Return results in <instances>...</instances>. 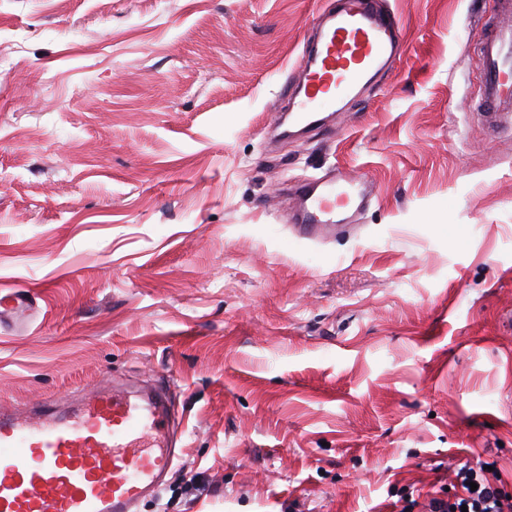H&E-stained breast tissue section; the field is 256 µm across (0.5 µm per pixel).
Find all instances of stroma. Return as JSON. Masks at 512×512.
<instances>
[{
    "mask_svg": "<svg viewBox=\"0 0 512 512\" xmlns=\"http://www.w3.org/2000/svg\"><path fill=\"white\" fill-rule=\"evenodd\" d=\"M393 65L273 136L336 0H0V409L164 390L137 512H391L495 463L512 494V131L477 118L492 0H380ZM53 87L44 90L42 82ZM376 195L295 234L293 191ZM29 295L22 290H12L0 297V314L10 316L30 311Z\"/></svg>",
    "mask_w": 512,
    "mask_h": 512,
    "instance_id": "stroma-1",
    "label": "stroma"
}]
</instances>
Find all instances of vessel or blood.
I'll return each mask as SVG.
<instances>
[{
    "mask_svg": "<svg viewBox=\"0 0 512 512\" xmlns=\"http://www.w3.org/2000/svg\"><path fill=\"white\" fill-rule=\"evenodd\" d=\"M477 67L483 75L480 115L488 127L512 124V0H494ZM397 33L382 22L375 0H339L321 25L298 70L304 80L291 108L292 123L310 127L389 68ZM370 188L341 172L300 186L299 231L334 232L358 211ZM27 292L0 295V314L29 311ZM168 421L164 392L137 396L104 388L66 413L31 419L0 412V512H134L168 473L174 458L162 436Z\"/></svg>",
    "mask_w": 512,
    "mask_h": 512,
    "instance_id": "obj_1",
    "label": "vessel or blood"
}]
</instances>
